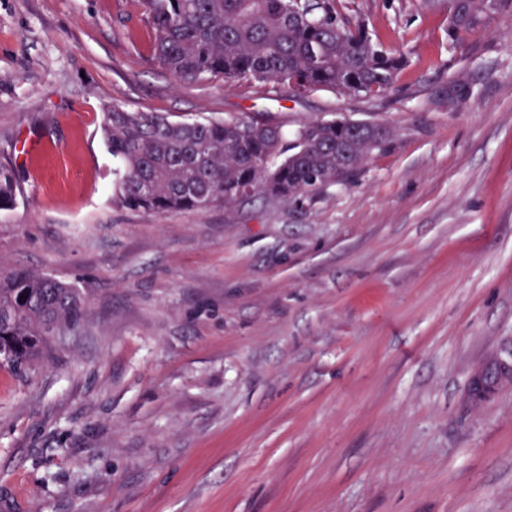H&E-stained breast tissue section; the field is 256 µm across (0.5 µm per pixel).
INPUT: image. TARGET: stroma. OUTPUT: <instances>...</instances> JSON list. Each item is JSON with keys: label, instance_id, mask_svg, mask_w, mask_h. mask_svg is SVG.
I'll return each instance as SVG.
<instances>
[{"label": "stroma", "instance_id": "1", "mask_svg": "<svg viewBox=\"0 0 512 512\" xmlns=\"http://www.w3.org/2000/svg\"><path fill=\"white\" fill-rule=\"evenodd\" d=\"M404 53L383 95L179 82L139 0H0V272L78 288L80 325L0 368V512H512V4L336 0ZM469 97L448 104L449 83ZM346 117L389 143L296 206L112 201L106 106ZM500 4L501 0H448V40L463 42ZM19 190V183L14 172L0 166V209L13 205Z\"/></svg>", "mask_w": 512, "mask_h": 512}]
</instances>
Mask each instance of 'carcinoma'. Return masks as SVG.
I'll use <instances>...</instances> for the list:
<instances>
[{
  "instance_id": "carcinoma-1",
  "label": "carcinoma",
  "mask_w": 512,
  "mask_h": 512,
  "mask_svg": "<svg viewBox=\"0 0 512 512\" xmlns=\"http://www.w3.org/2000/svg\"><path fill=\"white\" fill-rule=\"evenodd\" d=\"M150 58L180 81L272 82L302 95L328 88L378 96L407 59L362 24L347 25L336 0H141ZM501 0H448V40L459 44ZM102 134L119 162L112 201L158 214L233 205L245 197L305 202L347 177L390 141L380 123L316 119L288 134L262 118L173 121L112 105ZM19 183L0 166V209ZM78 289L31 271L0 276V368L21 375L50 356V330L83 318Z\"/></svg>"
}]
</instances>
